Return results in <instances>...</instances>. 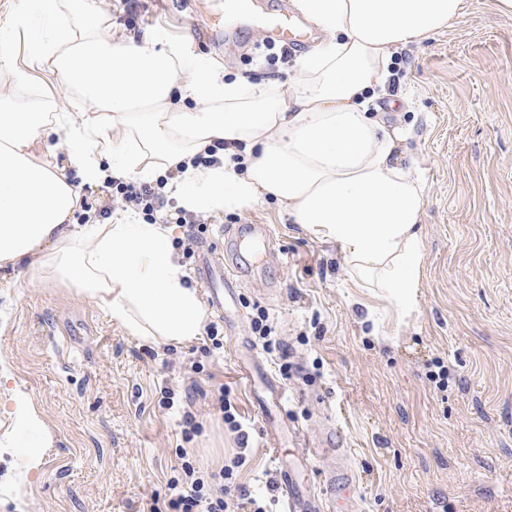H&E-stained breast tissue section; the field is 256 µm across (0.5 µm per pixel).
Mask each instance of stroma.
<instances>
[{
	"label": "stroma",
	"instance_id": "1",
	"mask_svg": "<svg viewBox=\"0 0 512 512\" xmlns=\"http://www.w3.org/2000/svg\"><path fill=\"white\" fill-rule=\"evenodd\" d=\"M469 2L457 24L402 52L394 96L378 102L408 130L399 158L426 187L411 309L356 287L341 251L270 198L198 217L210 230L196 252L223 253L234 274V302L205 314L224 338L209 356L201 339L145 344L77 287L0 266V438L12 442L0 447V512H149L183 452L209 472L244 452L236 481L262 493L296 453L265 433L284 422L314 450L310 490L348 475L343 512H512V15L497 0ZM102 6L113 30L162 33L230 76L291 74L256 31L243 55L200 38L220 0H145L133 18L124 0ZM248 224L269 225L272 246L222 233ZM260 316L281 348L253 333ZM222 388L247 449L222 418ZM16 389L51 434L32 457L38 436L15 428ZM166 390L176 409L163 406ZM186 410L199 425L189 441Z\"/></svg>",
	"mask_w": 512,
	"mask_h": 512
}]
</instances>
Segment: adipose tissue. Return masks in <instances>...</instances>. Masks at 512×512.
<instances>
[{
    "label": "adipose tissue",
    "mask_w": 512,
    "mask_h": 512,
    "mask_svg": "<svg viewBox=\"0 0 512 512\" xmlns=\"http://www.w3.org/2000/svg\"><path fill=\"white\" fill-rule=\"evenodd\" d=\"M324 33L299 56L288 90L226 78L159 34L113 31L98 0H17L0 21V264L32 280L80 288L128 335L153 346L202 336L205 309L169 243L166 224L118 213L75 222L80 196L43 153L63 147L85 182L153 180L183 166L168 188L179 206L212 213L273 198L294 223L336 244L356 286L384 289L407 309L420 284L425 205L421 178L401 164L405 132L371 111L395 54L452 26L469 0H298ZM56 75L81 100L61 112L47 93L21 101L13 50ZM216 141L217 161L190 166Z\"/></svg>",
    "instance_id": "obj_1"
}]
</instances>
